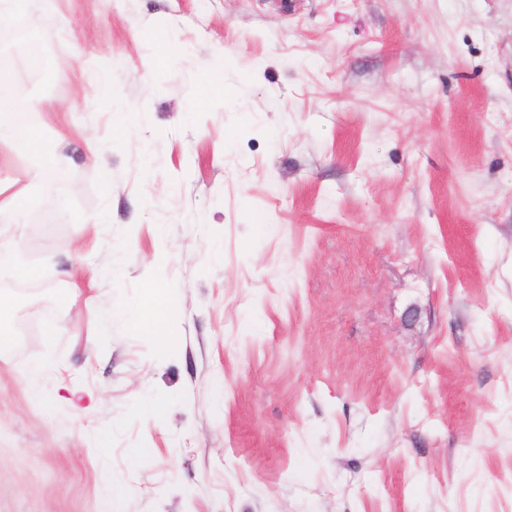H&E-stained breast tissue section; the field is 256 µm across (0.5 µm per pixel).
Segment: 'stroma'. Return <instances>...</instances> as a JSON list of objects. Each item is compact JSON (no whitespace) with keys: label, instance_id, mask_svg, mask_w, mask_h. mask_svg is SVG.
<instances>
[{"label":"stroma","instance_id":"1","mask_svg":"<svg viewBox=\"0 0 512 512\" xmlns=\"http://www.w3.org/2000/svg\"><path fill=\"white\" fill-rule=\"evenodd\" d=\"M0 63L69 158L0 217V512H512V0H29ZM174 303L167 289L151 288L143 302L134 307H127L119 311L108 309V320L119 318L130 327L148 335H156L165 325Z\"/></svg>","mask_w":512,"mask_h":512}]
</instances>
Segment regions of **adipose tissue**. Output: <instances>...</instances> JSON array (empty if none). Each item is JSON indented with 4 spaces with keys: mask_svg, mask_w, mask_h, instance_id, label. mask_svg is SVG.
Listing matches in <instances>:
<instances>
[{
    "mask_svg": "<svg viewBox=\"0 0 512 512\" xmlns=\"http://www.w3.org/2000/svg\"><path fill=\"white\" fill-rule=\"evenodd\" d=\"M18 143L24 145L34 159L32 174L26 185L9 190L0 184V212L7 210L22 215L24 201L30 190L50 187L67 159L60 154L47 155L43 152L42 131L33 124L23 108L7 99L0 98V144ZM174 303L166 289H150L140 305L119 311H107V318H119L130 327L148 335L157 334L165 325Z\"/></svg>",
    "mask_w": 512,
    "mask_h": 512,
    "instance_id": "adipose-tissue-1",
    "label": "adipose tissue"
}]
</instances>
